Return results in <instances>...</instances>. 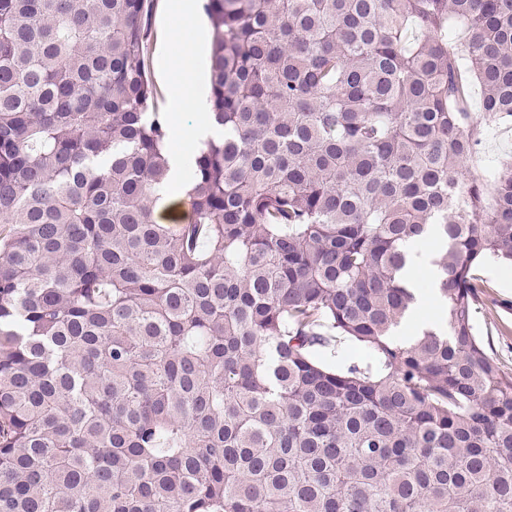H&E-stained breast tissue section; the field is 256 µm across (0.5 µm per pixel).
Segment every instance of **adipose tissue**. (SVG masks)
<instances>
[{
  "label": "adipose tissue",
  "mask_w": 512,
  "mask_h": 512,
  "mask_svg": "<svg viewBox=\"0 0 512 512\" xmlns=\"http://www.w3.org/2000/svg\"><path fill=\"white\" fill-rule=\"evenodd\" d=\"M169 25L167 31L171 40H181L184 33H191L189 45L176 54L164 53L161 57V70L171 89L168 104V122L176 140L183 144L182 150L170 156V182L160 187L156 195L157 206L163 217L176 216L177 207L173 203L172 191L179 187L185 166L189 159V147L202 145L212 138L213 130L205 120L210 105L206 92L205 79L199 65V46L204 41L206 30L196 22L193 0H168L166 9ZM191 112L195 115L193 125H185L182 116Z\"/></svg>",
  "instance_id": "adipose-tissue-1"
}]
</instances>
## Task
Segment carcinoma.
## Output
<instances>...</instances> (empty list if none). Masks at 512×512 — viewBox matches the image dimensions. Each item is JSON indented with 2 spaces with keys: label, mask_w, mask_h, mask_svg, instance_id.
<instances>
[{
  "label": "carcinoma",
  "mask_w": 512,
  "mask_h": 512,
  "mask_svg": "<svg viewBox=\"0 0 512 512\" xmlns=\"http://www.w3.org/2000/svg\"><path fill=\"white\" fill-rule=\"evenodd\" d=\"M146 2L0 0V512H512L472 325L512 161L472 174L469 112L512 120V0H204L173 226ZM431 230L444 317L400 339ZM438 247L408 249L407 262L399 277L409 287L416 288L420 278L433 279L436 274ZM368 351L364 348L359 347L353 340L341 339L340 341L332 342V346L326 353V357L332 361L340 362L343 359L356 358L364 359L368 358Z\"/></svg>",
  "instance_id": "obj_1"
}]
</instances>
